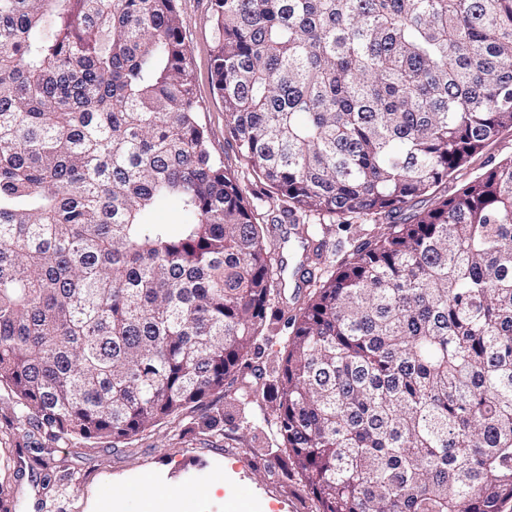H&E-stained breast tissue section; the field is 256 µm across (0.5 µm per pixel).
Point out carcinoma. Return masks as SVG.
Here are the masks:
<instances>
[{"label":"carcinoma","mask_w":512,"mask_h":512,"mask_svg":"<svg viewBox=\"0 0 512 512\" xmlns=\"http://www.w3.org/2000/svg\"><path fill=\"white\" fill-rule=\"evenodd\" d=\"M211 2L225 119L282 214L409 212L303 278L260 387L315 512H501L512 158L414 207L512 129V0ZM199 109L176 0H0V386L55 439L224 391L286 287Z\"/></svg>","instance_id":"cac0c4a2"}]
</instances>
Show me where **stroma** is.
<instances>
[{
  "mask_svg": "<svg viewBox=\"0 0 512 512\" xmlns=\"http://www.w3.org/2000/svg\"><path fill=\"white\" fill-rule=\"evenodd\" d=\"M177 8L193 57L197 120L226 171L245 189L256 223H270L281 203L240 154L213 89L211 0H177ZM511 156L512 131L506 130L442 184L439 196ZM305 221L319 227V251L302 250L297 228L287 224L275 229L270 242L274 260L284 261L291 273L303 264L334 267L378 231L369 219L342 225L311 214ZM284 336L282 323L266 326L251 366L227 380L223 393L116 445L47 440L36 452L28 438L31 424L1 386L0 512H235L240 497L250 512H315L304 479L285 468L271 408L249 396L280 360ZM215 407L224 410L222 431L201 429V416Z\"/></svg>",
  "mask_w": 512,
  "mask_h": 512,
  "instance_id": "obj_1",
  "label": "stroma"
}]
</instances>
